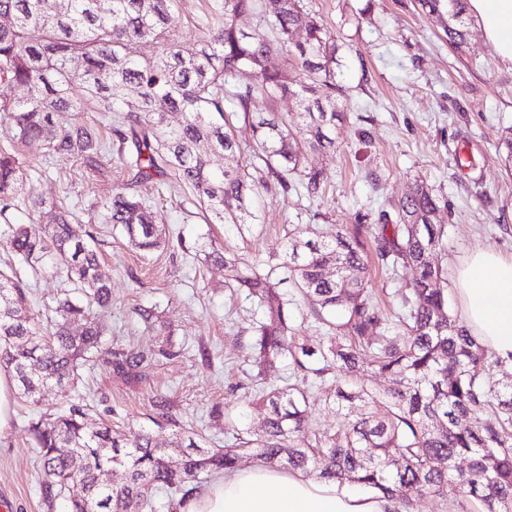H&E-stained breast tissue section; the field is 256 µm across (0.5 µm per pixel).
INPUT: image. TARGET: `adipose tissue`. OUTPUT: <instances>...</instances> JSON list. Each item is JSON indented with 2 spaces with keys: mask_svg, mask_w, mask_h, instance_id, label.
I'll return each mask as SVG.
<instances>
[{
  "mask_svg": "<svg viewBox=\"0 0 512 512\" xmlns=\"http://www.w3.org/2000/svg\"><path fill=\"white\" fill-rule=\"evenodd\" d=\"M487 42L512 60V0H466ZM465 326L483 346L512 362V256L484 249L456 272ZM394 501L358 493L297 471L251 467L217 478L182 512H393Z\"/></svg>",
  "mask_w": 512,
  "mask_h": 512,
  "instance_id": "ef3b65f1",
  "label": "adipose tissue"
}]
</instances>
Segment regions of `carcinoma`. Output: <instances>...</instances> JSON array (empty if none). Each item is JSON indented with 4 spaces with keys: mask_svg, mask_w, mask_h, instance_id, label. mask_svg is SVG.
Returning <instances> with one entry per match:
<instances>
[{
    "mask_svg": "<svg viewBox=\"0 0 512 512\" xmlns=\"http://www.w3.org/2000/svg\"><path fill=\"white\" fill-rule=\"evenodd\" d=\"M440 22L448 45L466 41L465 0H418ZM218 21L204 26L190 46L176 39L178 0H0V84L21 89L0 96V120L19 144H38L47 155L77 158L100 171L103 129L115 134L116 156L135 181L113 185L104 221L143 253L167 244L138 198L135 184L162 186L172 177L191 189L209 224H232L238 233L261 223L254 199L275 185L284 192H322L324 171L315 156L334 147L343 120L336 84L339 47L324 38L321 19L303 0H220ZM252 16L255 29L237 25ZM152 47L133 56L127 46ZM290 96L293 117L253 112L258 97ZM244 114L251 141L244 145L226 127L224 102ZM69 112L117 115L115 126ZM170 112L181 114L175 125ZM224 154V169L210 157ZM15 155L0 148V249L73 289L47 307L52 329L31 317L24 282L16 271L0 273V365L9 368L18 397L37 405L46 389L76 392L81 369L100 353L112 369L136 379L152 362L175 358L181 347L152 308L136 310L162 336L147 351L107 344L93 307L112 304L100 272L96 228L76 222L61 202H48L27 187ZM445 199L417 179L410 192L362 224L352 237L338 227L316 228L305 241L286 233L282 264L212 248L205 259L224 266L232 286L257 299L264 319L255 327L256 377L279 357L308 387L270 384L250 399L265 411L264 427L236 434L230 448H205L181 428L161 443L144 430L89 426L84 398L45 413L27 431L39 449L45 507L56 500L67 512H180L202 483L237 468L249 455L260 466L298 470L381 494L407 509L414 497L437 494L452 509L464 502L478 512H512V371L493 360L448 308L442 251L448 226L437 223ZM23 210L29 223L6 220ZM370 239L365 250L360 236ZM395 274L411 269L409 287L398 289L399 312L387 315L366 273L371 264ZM289 272L294 293L279 288L276 271ZM313 317L326 335L308 344L295 322ZM499 368L496 380L490 369ZM389 378L377 392L360 384L367 372ZM324 390L340 417L334 432L309 429L311 388ZM178 455L170 468L166 460ZM466 467L457 466L460 459ZM120 470L119 485L96 474Z\"/></svg>",
    "mask_w": 512,
    "mask_h": 512,
    "instance_id": "cac0c4a2",
    "label": "carcinoma"
}]
</instances>
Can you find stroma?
I'll list each match as a JSON object with an SVG mask.
<instances>
[{
    "instance_id": "obj_1",
    "label": "stroma",
    "mask_w": 512,
    "mask_h": 512,
    "mask_svg": "<svg viewBox=\"0 0 512 512\" xmlns=\"http://www.w3.org/2000/svg\"><path fill=\"white\" fill-rule=\"evenodd\" d=\"M323 19L339 47L336 81L344 90L346 117L336 128V147L316 161L327 177L324 192L308 198L271 188L262 192V221L244 234L207 224L191 191L176 181H145L140 197L156 223L183 245L143 255L110 225L101 205L127 171L107 158L106 175L75 160L46 162L40 146L22 148L18 159L35 192L67 199L80 219L98 225L102 270L112 286L111 306L97 309L111 340L125 348L155 347L160 338L138 318L155 307L182 345L179 357L156 362L138 381L113 372L103 360L88 362L78 392H47L41 406L15 400L10 429L0 434V512H46L38 484V450L27 427L41 409L62 410L85 398L93 422L134 426L167 441L173 424L202 433L210 448L233 445L231 429H257L264 414L244 408L256 373L250 347L262 309L245 290L231 287L224 268L207 264L204 252L222 246L246 256L281 262L285 231L338 224L347 232L408 193L414 178L441 190L448 226L444 263L455 268L465 254L493 249L512 255V166L500 139L512 126V61L487 43L468 18L467 43L452 49L436 19L417 0H304ZM379 183H372L370 173ZM165 396L171 421L153 407ZM224 418L209 419L213 406Z\"/></svg>"
}]
</instances>
